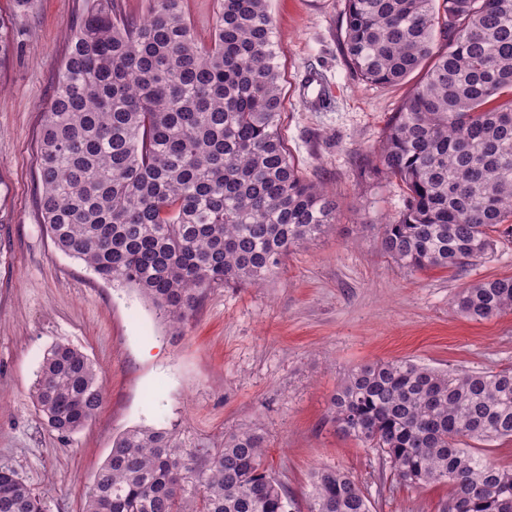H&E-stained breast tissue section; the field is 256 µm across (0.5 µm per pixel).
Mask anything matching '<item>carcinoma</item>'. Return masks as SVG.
Wrapping results in <instances>:
<instances>
[{
  "label": "carcinoma",
  "mask_w": 512,
  "mask_h": 512,
  "mask_svg": "<svg viewBox=\"0 0 512 512\" xmlns=\"http://www.w3.org/2000/svg\"><path fill=\"white\" fill-rule=\"evenodd\" d=\"M87 0L45 113L40 209L54 246L107 282L137 287L174 326L204 292L259 285L336 222V199L307 180L280 129L285 97L268 0H221L201 42L182 0L121 20ZM341 52L358 79L393 87L424 75L391 116L372 165L404 207L382 251L416 270L457 269L512 234V0H346ZM475 321L512 312V277L461 289ZM45 424L82 429L105 400L101 372L65 342L32 385ZM330 422L377 452L390 480L450 488L439 512H512V470L479 446L512 440V369L440 371L411 359L351 370ZM257 427L219 448L133 427L112 443L82 512H291ZM308 512H372L360 483L318 468ZM0 512H45L0 467Z\"/></svg>",
  "instance_id": "1"
}]
</instances>
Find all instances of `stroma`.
Masks as SVG:
<instances>
[{
    "mask_svg": "<svg viewBox=\"0 0 512 512\" xmlns=\"http://www.w3.org/2000/svg\"><path fill=\"white\" fill-rule=\"evenodd\" d=\"M85 5L37 0L23 13L0 0L11 32L0 64V467L44 493L48 512H82L126 430L173 427L216 448L256 423L268 470L299 512L320 467L354 476L373 512H437L448 486L383 479L376 453L329 420L337 386L360 365L407 358L441 370L512 368V313L475 322L454 303L465 285L512 276L511 236L459 271H412L381 249L379 228L402 210L403 193L365 157L421 71L395 87L358 80L340 52L345 0H270L282 136L304 177L336 197L337 220L293 249L262 287L208 289L175 329L134 286L104 282L58 251L38 207V134ZM311 72L328 91L314 108L298 98ZM58 342L86 353L106 386L96 417L65 439L43 424L31 397L43 354Z\"/></svg>",
    "mask_w": 512,
    "mask_h": 512,
    "instance_id": "35a3bbf8",
    "label": "stroma"
}]
</instances>
